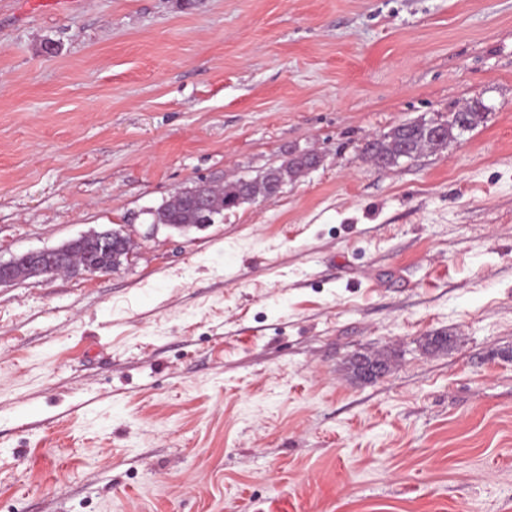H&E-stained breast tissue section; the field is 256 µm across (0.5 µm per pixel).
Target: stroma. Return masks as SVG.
<instances>
[{"label":"stroma","instance_id":"1","mask_svg":"<svg viewBox=\"0 0 512 512\" xmlns=\"http://www.w3.org/2000/svg\"><path fill=\"white\" fill-rule=\"evenodd\" d=\"M101 228L115 271L0 288V512H512V0H0V258ZM486 112L478 106L467 108V112H453L448 117V121L440 123L444 127V135L442 141L434 140L422 121L409 122L397 125L371 140H367L363 147V154L371 158L379 169L391 168L388 159L391 158L396 144L405 142L411 146V154L408 159L417 156L424 150H440L447 148L448 143L457 139L462 133V128L458 122L461 118H465L468 122L466 131L473 130L483 120ZM303 173L295 166L292 160H287L278 167L269 168L263 173V179H267L268 183L286 185L288 182L296 180ZM255 178L246 179L249 183L240 182V179L218 186L204 183L207 186L208 204H206L207 196L205 194H199L195 198V203L202 206L206 204L202 208L189 200L187 196L189 190L165 201L153 210L155 211L153 214L150 212V231L146 233V236H150L159 227V224H178L170 227L177 230L197 228L198 224H203L199 226L202 229L207 224H215L218 218L224 217V210H230L242 203L252 201V195L256 192V186L253 183ZM227 200H231L234 205L230 207V202ZM353 362L356 373L362 380H374L384 376L388 372V364L382 359L360 355L354 359Z\"/></svg>","mask_w":512,"mask_h":512}]
</instances>
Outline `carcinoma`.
Masks as SVG:
<instances>
[{"mask_svg": "<svg viewBox=\"0 0 512 512\" xmlns=\"http://www.w3.org/2000/svg\"><path fill=\"white\" fill-rule=\"evenodd\" d=\"M466 119L470 131L476 128L484 120V112L477 106L467 108L465 112H453L444 122L443 140H434L425 125L420 121L397 125L388 132L365 142L363 154L371 158L380 169L390 168L388 159L391 158L396 144L405 142L411 146V156L415 157L421 152L440 150L448 146V143L461 135L459 120ZM302 176L301 170L295 164L287 160L278 167L268 169L263 173V178L273 184L286 185ZM208 204L199 207L191 202L187 193L183 192L171 200H168L151 214V222L156 224H173L177 230H187L199 224H213L224 216V210L232 205L239 206L242 203L252 201V195L256 192L254 183H244L238 180L224 185H207ZM98 237V231L93 230L64 245L66 265H74L82 262L87 248L94 244Z\"/></svg>", "mask_w": 512, "mask_h": 512, "instance_id": "obj_1", "label": "carcinoma"}]
</instances>
